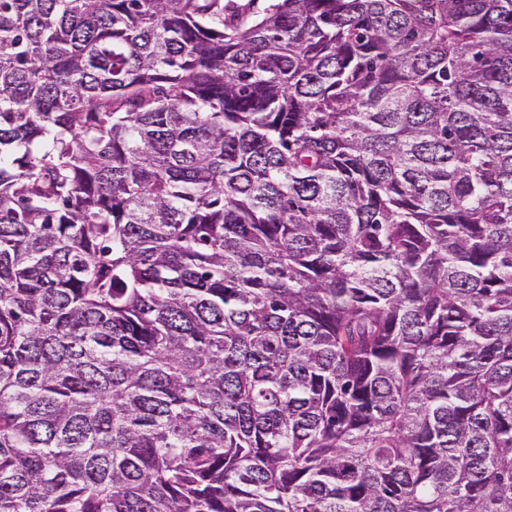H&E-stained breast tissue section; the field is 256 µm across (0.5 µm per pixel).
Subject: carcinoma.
Masks as SVG:
<instances>
[{
	"label": "carcinoma",
	"instance_id": "obj_1",
	"mask_svg": "<svg viewBox=\"0 0 512 512\" xmlns=\"http://www.w3.org/2000/svg\"><path fill=\"white\" fill-rule=\"evenodd\" d=\"M0 512H512V0H0Z\"/></svg>",
	"mask_w": 512,
	"mask_h": 512
}]
</instances>
